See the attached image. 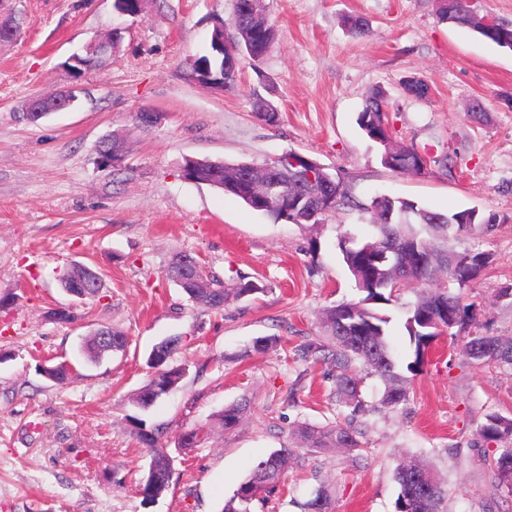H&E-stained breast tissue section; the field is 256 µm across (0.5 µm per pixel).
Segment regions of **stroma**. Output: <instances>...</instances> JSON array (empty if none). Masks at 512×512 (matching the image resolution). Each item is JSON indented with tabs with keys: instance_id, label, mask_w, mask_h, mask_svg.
Instances as JSON below:
<instances>
[{
	"instance_id": "1",
	"label": "stroma",
	"mask_w": 512,
	"mask_h": 512,
	"mask_svg": "<svg viewBox=\"0 0 512 512\" xmlns=\"http://www.w3.org/2000/svg\"><path fill=\"white\" fill-rule=\"evenodd\" d=\"M277 36L257 65H242L230 91L200 84L188 61L206 50L217 21L234 37V0H147L137 18L120 17L113 0H0V22L18 29L0 42V512H220L253 463L287 442L298 425L344 415L331 402L329 367L294 362L289 351L258 354L260 336L290 347L318 336L327 306L354 298L342 263L343 235L368 237L359 204L378 194L444 214L475 209L488 224L464 236L460 252H489L491 265L466 294L478 332L512 336V50L468 27L439 19L437 0H266ZM366 21L357 37L345 17ZM122 27L100 65L71 75V55ZM422 77L428 98L408 97L403 81ZM75 89L66 111L26 116L34 97ZM383 91L387 124L400 145L429 153L421 176L385 168L378 146L356 123L366 96ZM278 112L268 124L255 98ZM483 100L487 116L468 114ZM157 114L138 123L137 113ZM125 140L117 166L99 146ZM337 173L353 199L325 223L274 221L216 187L185 179V159L262 164L288 151ZM196 257L203 270L236 288L223 311L189 302L166 277L171 258ZM81 264L98 273L100 299L68 295L59 276ZM419 285L408 284L386 311L400 365L413 359L404 329ZM70 307L75 320L48 313ZM122 329L126 351L90 363L79 354L98 326ZM178 336L176 363L186 374L148 410L131 399L152 375L149 354ZM464 335H444L410 378V400L372 413L364 458L307 455L290 468L280 494L254 512H296L293 499L328 486L336 512H394L400 457L429 460L448 478L446 512H512L496 491L478 441L484 416L512 417V368L466 360ZM70 362L59 384L39 368ZM304 390L289 404L294 380ZM246 403L242 424L181 448L182 431L225 406ZM163 428L173 458L168 491L144 504L140 483L149 458L133 418Z\"/></svg>"
}]
</instances>
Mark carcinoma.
Segmentation results:
<instances>
[{
  "label": "carcinoma",
  "mask_w": 512,
  "mask_h": 512,
  "mask_svg": "<svg viewBox=\"0 0 512 512\" xmlns=\"http://www.w3.org/2000/svg\"><path fill=\"white\" fill-rule=\"evenodd\" d=\"M438 14L441 19L451 18L453 23L474 29L484 38L500 47L512 49V23L496 25L491 33L477 20L474 13L465 5V0H455V8L448 11V0H437ZM233 24L236 25L238 38H250V30H257L253 37L249 60L256 63L263 59L269 46L276 38L275 24L267 15L253 16L249 10V0H239L234 5ZM212 64L221 67L222 57L216 54L214 41H209L205 54L192 61V71L200 76L198 67ZM403 91L410 97L423 99L428 97V84L418 78L410 77L403 83ZM386 108L385 95L381 91L371 93L358 113L357 124L361 131L372 141L389 139L382 109ZM392 158L397 166L391 168L395 173L417 174L415 163L417 153L408 147L391 145ZM237 163L224 162L193 163L185 161V178L213 185L224 193L242 198V194L231 189L237 182L235 170ZM350 201L346 190L336 196L330 207H324L310 222L321 224L338 206ZM353 205L371 214L370 225L373 228L371 238L387 239L394 237L397 246L408 243L419 246L424 263L416 265L401 255L392 262H386L370 277L364 278V287L358 289V297L344 300L327 307L321 316L322 336L302 342L292 349L296 362L324 361L331 367L333 387L330 399L349 413L321 427L300 425L291 432V437L299 441V447L283 446L268 456L259 459L250 474L239 484L233 495L225 501L221 512H251L256 501H263L281 487L283 475L305 452L318 450H336L346 455L351 462L360 460L366 437L365 417L375 408L363 399L360 387L363 377L356 372L359 364L366 374L380 379L384 391L380 406L396 410L409 400L408 380L397 366L393 356L390 336L391 318L385 311L397 292L395 288H384L382 283L397 271L401 277L399 286L409 282L423 286L417 301L411 306L404 328L414 345L413 361L406 370L415 375L424 365V357L434 344L440 332H450L462 328L474 320L472 305L463 302V290L475 283L492 261L487 253L458 252L452 241L461 234H477L488 230V225L474 210L463 209L454 213L442 214L418 205L414 201L389 196H375L369 204L353 202ZM291 209L307 210V200L292 195L291 185L284 184L270 193V203L261 213L274 218L284 219ZM342 259L351 278L355 271L362 269L368 256L364 253L365 243L345 236L338 243ZM184 255H175L166 270L167 278L187 296L195 306L206 310L224 309L228 300V291L221 282L211 279L181 264ZM62 288L69 294H78L87 299L99 296L102 282L92 269L75 265L61 279ZM95 335L84 343L85 354L91 359H99L111 352L120 351L127 344L123 330L100 326L94 329ZM181 348V338L169 337L157 343L149 356L154 373L148 382L132 397V403L142 410L154 406L168 390L184 376L186 367L172 365L174 355ZM466 356L473 361H494L512 368V337L469 336L465 345ZM244 406L232 404L224 407L209 422L188 429L181 434V442L186 448L200 446L211 432L220 429L224 432L236 429L243 421ZM135 430L142 447L146 448L150 458L146 475L141 484L144 504H149L162 496L169 488L172 468L168 462L166 446L160 441V431L147 427L146 421L133 419ZM478 437L484 442H506L508 446L500 449L499 456L492 460L495 486L512 495V418L491 412L480 424ZM395 481L398 494L395 500V512H442L445 479L429 465L410 460L400 461L395 469ZM300 512H335L333 499L328 490L320 486L302 502H295Z\"/></svg>",
  "instance_id": "cac0c4a2"
}]
</instances>
